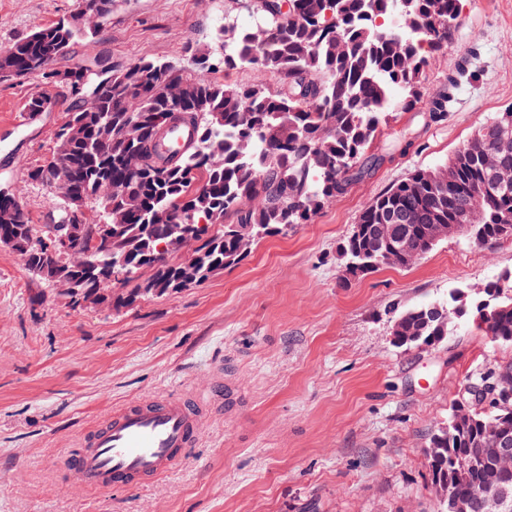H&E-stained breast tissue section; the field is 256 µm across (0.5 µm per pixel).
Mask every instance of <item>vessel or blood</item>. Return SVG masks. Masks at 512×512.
Wrapping results in <instances>:
<instances>
[{
    "mask_svg": "<svg viewBox=\"0 0 512 512\" xmlns=\"http://www.w3.org/2000/svg\"><path fill=\"white\" fill-rule=\"evenodd\" d=\"M222 398L221 382L179 396L143 398L124 405L64 453L80 485L130 489L176 468L195 446L205 415Z\"/></svg>",
    "mask_w": 512,
    "mask_h": 512,
    "instance_id": "1",
    "label": "vessel or blood"
}]
</instances>
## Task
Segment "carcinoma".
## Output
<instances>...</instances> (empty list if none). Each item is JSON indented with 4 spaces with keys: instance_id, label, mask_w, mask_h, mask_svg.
I'll return each instance as SVG.
<instances>
[{
    "instance_id": "1",
    "label": "carcinoma",
    "mask_w": 512,
    "mask_h": 512,
    "mask_svg": "<svg viewBox=\"0 0 512 512\" xmlns=\"http://www.w3.org/2000/svg\"><path fill=\"white\" fill-rule=\"evenodd\" d=\"M259 25L240 29L230 18L217 31L223 49L188 45L175 61L144 59L112 71L103 82L81 66L46 70L43 58L57 57L75 42L91 41L96 29L82 23L94 10L111 14L112 0H76L73 15L43 26L0 51V78H42V88L27 102L44 112L64 94L70 99L64 125L81 124L83 134L64 158L70 171L62 194L76 193L97 206L89 224L77 209L73 244L82 250L96 239L99 225L112 226V247L136 237L141 247L127 260L125 277L112 279L111 255H93L98 279H112L104 302L116 312L154 296L180 291L182 264L154 263L156 243L168 234L169 210L205 219L194 252L195 275L207 281L238 265L262 239L287 234L309 223L325 206L370 177L385 161L368 149L390 114L423 105L429 121L450 108L458 75L424 97L422 81L434 54L448 48L460 19L459 0H244ZM397 17L399 28L385 22ZM253 67L279 76V86L263 81L235 87L213 77ZM168 112L182 114L194 145L164 156L159 141L171 130L158 122ZM512 122V108L481 126L448 159L456 168L453 187L439 182L441 168L418 169L373 197L343 246L345 272L355 276L384 266L407 267L448 236V225L469 205L481 214L470 227L474 244L512 238V183L480 190L486 173L482 157L499 148L500 125ZM29 178L55 184L52 162L32 169ZM0 238L16 241L28 270L41 260L37 239L57 228L32 224L15 193L0 194ZM159 288L143 292L142 270ZM476 313L492 343L512 344V276L476 287L463 299L424 304L393 316L394 342L407 349L432 346L448 336L452 319ZM512 438V399L496 406L459 400L448 426L430 437L434 453L429 471L445 503L467 504L481 512V494L502 489L512 495V463L495 462V448ZM482 455L489 465L464 470L462 462Z\"/></svg>"
}]
</instances>
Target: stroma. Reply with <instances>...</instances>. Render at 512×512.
<instances>
[{
  "label": "stroma",
  "mask_w": 512,
  "mask_h": 512,
  "mask_svg": "<svg viewBox=\"0 0 512 512\" xmlns=\"http://www.w3.org/2000/svg\"><path fill=\"white\" fill-rule=\"evenodd\" d=\"M75 0H0V49L68 17ZM257 17L239 0H114L93 42L60 67L94 58L125 69L214 45L225 17ZM464 68L440 122L397 113L371 145L385 163L319 211L269 236L204 284L119 312L75 307L0 247V512H437L427 463L468 380L512 364L469 317L439 344L395 347L393 312L512 273V238L441 240L407 267L344 279L341 246L368 202L415 169L445 164L512 107V0H461L448 48L426 69L424 94ZM40 78L0 79V183L32 223L59 224L52 186L29 179L55 148L64 104L23 131L8 124ZM232 398L170 474L134 490L77 485L60 458L114 409L177 388L201 391L215 368Z\"/></svg>",
  "instance_id": "35a3bbf8"
}]
</instances>
